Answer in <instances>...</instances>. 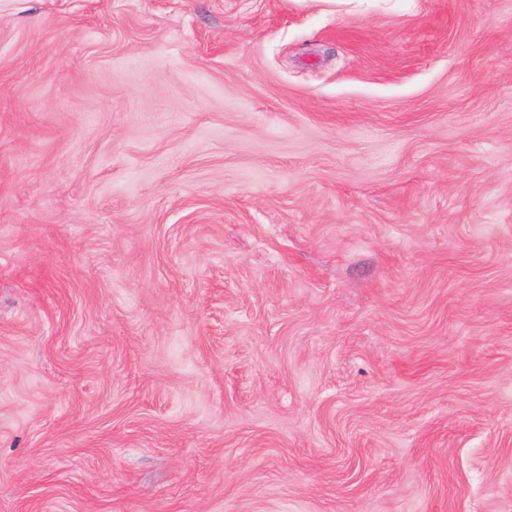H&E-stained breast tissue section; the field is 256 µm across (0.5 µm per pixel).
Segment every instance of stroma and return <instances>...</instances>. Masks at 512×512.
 <instances>
[{
  "mask_svg": "<svg viewBox=\"0 0 512 512\" xmlns=\"http://www.w3.org/2000/svg\"><path fill=\"white\" fill-rule=\"evenodd\" d=\"M0 512H512V0H0Z\"/></svg>",
  "mask_w": 512,
  "mask_h": 512,
  "instance_id": "stroma-1",
  "label": "stroma"
}]
</instances>
